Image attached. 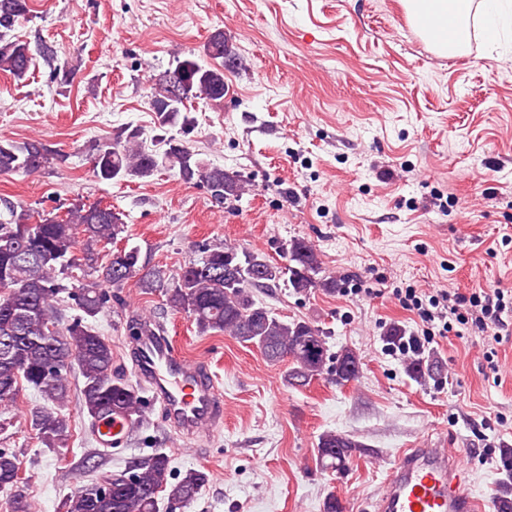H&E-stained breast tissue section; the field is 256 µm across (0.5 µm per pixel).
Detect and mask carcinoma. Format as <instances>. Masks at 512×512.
Returning a JSON list of instances; mask_svg holds the SVG:
<instances>
[{"instance_id":"obj_1","label":"carcinoma","mask_w":512,"mask_h":512,"mask_svg":"<svg viewBox=\"0 0 512 512\" xmlns=\"http://www.w3.org/2000/svg\"><path fill=\"white\" fill-rule=\"evenodd\" d=\"M28 10V0H0V70L17 80L26 76L33 61L29 44L12 34ZM204 54L223 59V65L184 59L167 69L183 85L175 98L161 92L151 97L158 128H177L185 135L193 125L188 102L224 97V66L236 60L224 32L210 36ZM161 142L165 150L148 151L140 129L124 127L93 145L92 172L100 181H120L149 178L166 168L177 171L186 183L205 184L218 205L242 196L236 176L196 156L182 140L171 135ZM54 158L64 160L62 155ZM54 158L39 142L0 139V175H30ZM8 215L0 220V404L15 403L25 387L50 402L27 415L47 448H59L66 441L67 420L53 405L68 398L74 369L81 377L80 404L91 429L106 417L124 416L131 424L142 417L138 385L116 370L112 344L93 324L117 287V265L133 267L140 274V287L148 293L161 291L166 306L189 314L200 334L228 335L257 348L270 362L291 360V373L284 378L291 387L308 386L321 378L344 386L359 377L360 358L355 351L344 347L331 352L329 332L310 322L283 320L252 298L251 289L275 288L283 278L296 294L336 292V277L324 273L316 246L305 238L289 241L283 266L227 243L205 244L203 256L170 283L161 269L150 266L140 246L118 249L125 225L110 207L72 203L64 216L43 214L31 228L23 225L27 210L10 207ZM108 245L112 251L101 255ZM69 302L78 314L67 320L64 311ZM387 341L407 346V369L418 383L439 377L438 366L425 359L424 348L402 329H390ZM357 447L347 435L328 431L319 438V459L325 468L342 472ZM132 464L134 481H119L114 473L102 476L67 496L62 512H161L163 502L183 508L208 483L207 473L200 469L175 476L169 454L159 449ZM19 472L17 454L0 448V492L7 493V512H31Z\"/></svg>"}]
</instances>
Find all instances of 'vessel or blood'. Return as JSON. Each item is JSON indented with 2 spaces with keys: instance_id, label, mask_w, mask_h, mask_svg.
Segmentation results:
<instances>
[{
  "instance_id": "b4317fda",
  "label": "vessel or blood",
  "mask_w": 512,
  "mask_h": 512,
  "mask_svg": "<svg viewBox=\"0 0 512 512\" xmlns=\"http://www.w3.org/2000/svg\"><path fill=\"white\" fill-rule=\"evenodd\" d=\"M135 370L169 420L193 438L224 419L223 395L208 362L178 354L166 336H141L135 344ZM127 419L100 422L99 447H122ZM491 503L471 489V479L457 455L431 448H403L396 455L378 495L375 512H490Z\"/></svg>"
}]
</instances>
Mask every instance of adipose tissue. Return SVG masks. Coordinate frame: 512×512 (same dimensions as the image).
<instances>
[{
	"label": "adipose tissue",
	"instance_id": "ef3b65f1",
	"mask_svg": "<svg viewBox=\"0 0 512 512\" xmlns=\"http://www.w3.org/2000/svg\"><path fill=\"white\" fill-rule=\"evenodd\" d=\"M408 13L429 16L446 26L441 54L451 56L465 50L472 27L500 43L512 28V0H404Z\"/></svg>",
	"mask_w": 512,
	"mask_h": 512
}]
</instances>
